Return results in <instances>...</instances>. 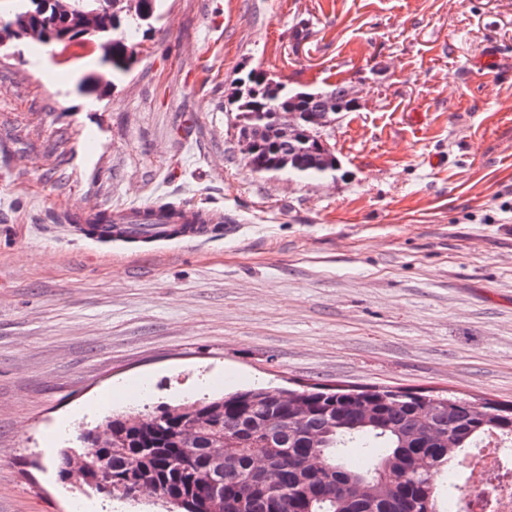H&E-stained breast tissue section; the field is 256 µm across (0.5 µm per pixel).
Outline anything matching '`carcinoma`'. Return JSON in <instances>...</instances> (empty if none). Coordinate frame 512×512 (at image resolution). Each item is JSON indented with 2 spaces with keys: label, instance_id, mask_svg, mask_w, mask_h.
<instances>
[{
  "label": "carcinoma",
  "instance_id": "cac0c4a2",
  "mask_svg": "<svg viewBox=\"0 0 512 512\" xmlns=\"http://www.w3.org/2000/svg\"><path fill=\"white\" fill-rule=\"evenodd\" d=\"M40 22L43 45L88 38L72 18L47 13ZM112 41V77L130 70L137 54L132 25L101 19ZM263 76L254 71L247 84L254 96L236 99L243 125L270 121L282 104L311 118L328 107L348 112L355 105L349 87L307 93L303 98L279 86L265 98ZM313 143L273 142L301 165L293 175L317 180L336 167L310 160ZM160 211L175 224H212L214 218L162 202ZM112 432L108 463L112 491L147 492L166 512H438V476L476 441L495 433L512 440V404L477 403L455 395H426L388 388L328 389L282 393L255 387L213 400H196L152 411L115 414L83 432L79 453L64 448L59 475L89 486L92 449L98 434ZM226 448L260 452L224 455Z\"/></svg>",
  "mask_w": 512,
  "mask_h": 512
}]
</instances>
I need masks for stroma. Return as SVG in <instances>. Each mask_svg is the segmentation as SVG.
Returning a JSON list of instances; mask_svg holds the SVG:
<instances>
[{"label":"stroma","instance_id":"35a3bbf8","mask_svg":"<svg viewBox=\"0 0 512 512\" xmlns=\"http://www.w3.org/2000/svg\"><path fill=\"white\" fill-rule=\"evenodd\" d=\"M138 41L118 80L0 49V512H159L58 475L115 411L257 386L512 404V0H160ZM253 70L351 87L335 175L247 166ZM162 197L228 232L89 245L49 220Z\"/></svg>","mask_w":512,"mask_h":512}]
</instances>
